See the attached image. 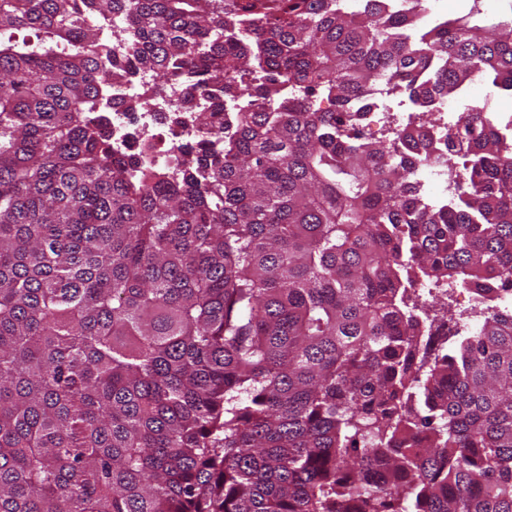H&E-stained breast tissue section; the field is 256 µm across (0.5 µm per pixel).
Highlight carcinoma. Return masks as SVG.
Listing matches in <instances>:
<instances>
[{
  "instance_id": "carcinoma-1",
  "label": "carcinoma",
  "mask_w": 512,
  "mask_h": 512,
  "mask_svg": "<svg viewBox=\"0 0 512 512\" xmlns=\"http://www.w3.org/2000/svg\"><path fill=\"white\" fill-rule=\"evenodd\" d=\"M470 2L0 0V512H512V311L434 346L416 295L512 289V142L470 108L437 206L424 114L359 130L512 92ZM140 69L248 108L134 171L89 113ZM489 92L492 94L493 99L491 107L496 112H511L512 113V92L497 90L493 91L487 84L479 79L471 83L466 91V98L461 101L453 102L458 108L463 109L465 104H468L472 98L473 103H480V97L483 93ZM370 113H378L381 116V118H379L376 115L366 116V119L362 122L363 134L369 139L384 140L387 137V134H386L387 129H388L387 123L391 124L388 129V134H389V136H393L395 130L397 128H399V126L409 118V115L411 116V115H413L415 113H419V112H399V110H397L395 108L394 112L373 111ZM394 113L401 114V117H398ZM378 118H379V121H381V122L378 121ZM390 118L392 119V122H390V121L387 122ZM382 120H386L387 123L384 124V122ZM439 158L432 159L423 167L424 180L421 181L425 191L430 198L429 190L432 192V201L437 205L448 203V194L453 189V179L448 168V149L444 141H441L438 152Z\"/></svg>"
}]
</instances>
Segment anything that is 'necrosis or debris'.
<instances>
[{
  "label": "necrosis or debris",
  "mask_w": 512,
  "mask_h": 512,
  "mask_svg": "<svg viewBox=\"0 0 512 512\" xmlns=\"http://www.w3.org/2000/svg\"><path fill=\"white\" fill-rule=\"evenodd\" d=\"M112 110L108 113L112 133V151L124 157L132 155L148 161L157 169L170 172L181 169L184 147L202 133L196 113L179 111L182 88L168 84L157 89L149 72H136L112 81L109 91ZM136 103L128 111V103Z\"/></svg>",
  "instance_id": "1"
}]
</instances>
